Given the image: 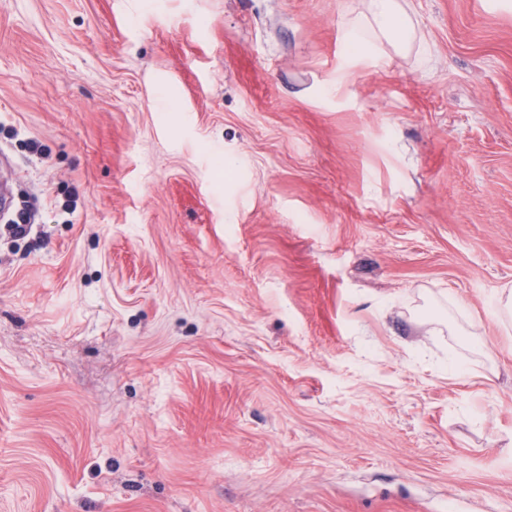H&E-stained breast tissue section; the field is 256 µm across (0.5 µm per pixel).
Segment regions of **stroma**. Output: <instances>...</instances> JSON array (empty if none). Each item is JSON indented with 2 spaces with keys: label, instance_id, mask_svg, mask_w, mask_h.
<instances>
[{
  "label": "stroma",
  "instance_id": "35a3bbf8",
  "mask_svg": "<svg viewBox=\"0 0 512 512\" xmlns=\"http://www.w3.org/2000/svg\"><path fill=\"white\" fill-rule=\"evenodd\" d=\"M406 10L0 0V512H512V0ZM367 19L378 37L399 52L410 44L411 20L399 0H366Z\"/></svg>",
  "mask_w": 512,
  "mask_h": 512
}]
</instances>
